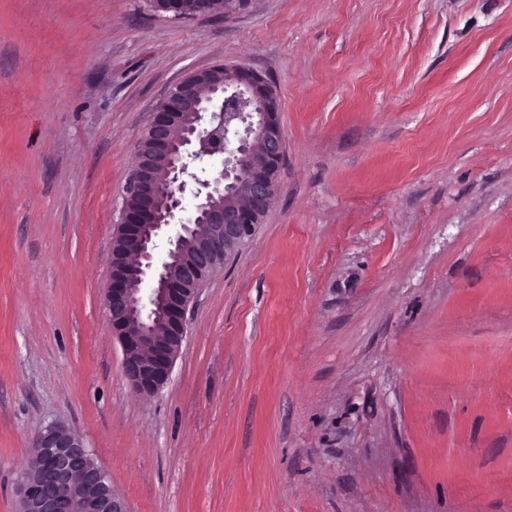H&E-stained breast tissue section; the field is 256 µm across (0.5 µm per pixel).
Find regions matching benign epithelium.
Here are the masks:
<instances>
[{"instance_id": "1", "label": "benign epithelium", "mask_w": 512, "mask_h": 512, "mask_svg": "<svg viewBox=\"0 0 512 512\" xmlns=\"http://www.w3.org/2000/svg\"><path fill=\"white\" fill-rule=\"evenodd\" d=\"M274 89L242 66L196 72L156 106L137 145L115 225L104 314L121 342L123 369L141 392L168 381L187 335V312L203 284L224 269L272 207V176L284 154ZM194 188L195 209L181 217ZM244 187V201L225 198ZM178 221L167 253L156 240ZM41 472L19 479L20 512H128L111 475L82 438L58 424L36 436Z\"/></svg>"}]
</instances>
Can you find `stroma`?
I'll return each mask as SVG.
<instances>
[{"instance_id":"1","label":"stroma","mask_w":512,"mask_h":512,"mask_svg":"<svg viewBox=\"0 0 512 512\" xmlns=\"http://www.w3.org/2000/svg\"><path fill=\"white\" fill-rule=\"evenodd\" d=\"M236 65L275 201L143 396L103 314L126 178ZM53 423L130 512H512V0H0V512ZM181 1V14L183 16H188L193 14L196 11V0H180ZM216 2L224 1V15L226 17H231L233 14L236 13L239 6L244 2V0H214ZM213 0H198V3L200 4L199 9L195 12L196 13H204V12H211V11H217L215 2ZM168 8L169 10H173L175 12V15H178L176 11L180 10L179 1L178 0H168Z\"/></svg>"}]
</instances>
